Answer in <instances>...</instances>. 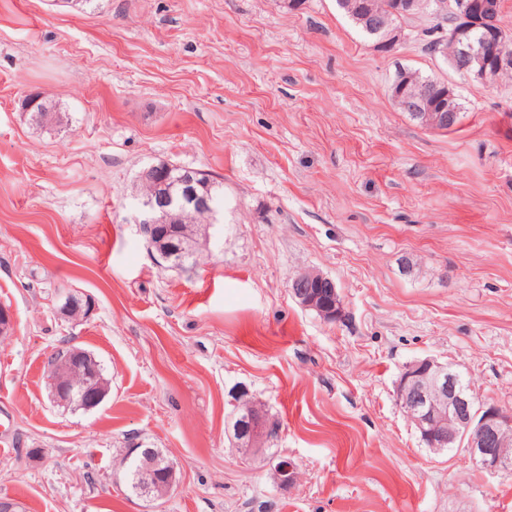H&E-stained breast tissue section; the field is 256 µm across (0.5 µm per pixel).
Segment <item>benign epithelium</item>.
Here are the masks:
<instances>
[{
	"mask_svg": "<svg viewBox=\"0 0 512 512\" xmlns=\"http://www.w3.org/2000/svg\"><path fill=\"white\" fill-rule=\"evenodd\" d=\"M429 7L439 19L450 17L453 23L460 25L449 59L457 72L466 77L473 73L487 81L493 73L512 67V57L502 54L495 60L491 59L486 39L472 34L473 30L489 22L483 14L496 10L495 4L482 0H431ZM357 22L376 35L375 46L381 52L392 51L408 38L404 28L395 26L371 8L360 12ZM397 102L400 108L421 115L430 125L447 124L456 112L453 107L446 112L431 111L428 96L420 93L410 98H399ZM194 173L195 170L188 168L178 177L181 186L178 197L168 191L144 199L135 197L134 223L138 224L148 247L154 245L158 212L174 211L179 204L208 217V223L201 225L205 240L218 234L220 204L213 196L197 191ZM195 256L194 243L182 240L169 242L163 252L166 260L178 265ZM289 293L302 308L317 312L327 322H339L345 317L344 303L337 296L335 281L317 270H303L295 274L290 280ZM82 305L92 308L91 302L83 300L80 294L68 292L62 297L59 312L69 318L72 311ZM74 362L81 367L80 378L62 382L58 373ZM47 374L54 400L76 409L98 407L110 391L99 362L76 346L67 348L62 362L52 357ZM396 399L429 448L438 452L459 448L486 473L498 474L512 469V438L506 437V431L512 427V414L494 404L476 403L463 385L460 373L449 364L433 357L410 363L397 384ZM235 432L242 450L253 456L263 454L268 427L259 408L248 406L239 417ZM143 453L151 458L150 465L131 476H123V482L134 486L136 495L150 502L161 500L179 481L177 465L157 454L154 448H145ZM275 476L281 485H291L297 478L296 467L285 459L275 466Z\"/></svg>",
	"mask_w": 512,
	"mask_h": 512,
	"instance_id": "benign-epithelium-1",
	"label": "benign epithelium"
}]
</instances>
